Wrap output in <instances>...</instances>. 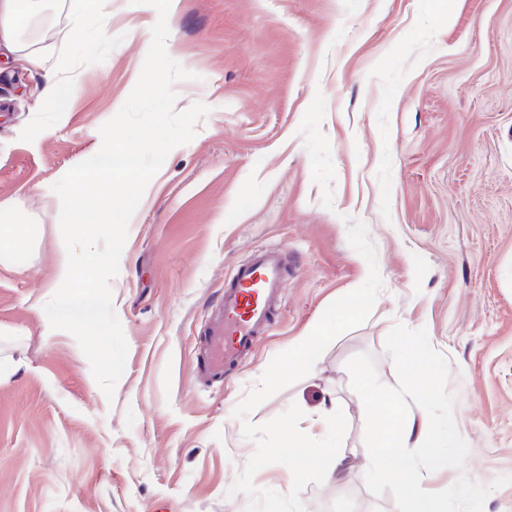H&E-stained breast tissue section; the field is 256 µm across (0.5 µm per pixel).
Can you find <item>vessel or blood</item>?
Here are the masks:
<instances>
[{
    "label": "vessel or blood",
    "mask_w": 512,
    "mask_h": 512,
    "mask_svg": "<svg viewBox=\"0 0 512 512\" xmlns=\"http://www.w3.org/2000/svg\"><path fill=\"white\" fill-rule=\"evenodd\" d=\"M286 267L287 256L277 247L255 248L236 267L208 318L197 352L200 382L226 383L230 370L255 350L259 336L273 324Z\"/></svg>",
    "instance_id": "obj_1"
}]
</instances>
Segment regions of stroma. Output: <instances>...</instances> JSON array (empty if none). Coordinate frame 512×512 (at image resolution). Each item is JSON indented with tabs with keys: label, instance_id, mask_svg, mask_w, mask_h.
I'll use <instances>...</instances> for the list:
<instances>
[{
	"label": "stroma",
	"instance_id": "35a3bbf8",
	"mask_svg": "<svg viewBox=\"0 0 512 512\" xmlns=\"http://www.w3.org/2000/svg\"><path fill=\"white\" fill-rule=\"evenodd\" d=\"M45 4L28 47L72 81L69 112L40 107L37 76L0 51V198L33 231L28 264L0 266V512H246L242 424L294 403L334 415L313 442L349 463L304 488L306 512H413L374 459L361 373L435 426L454 420L465 450L426 481L437 512H512V0H178L166 51L193 77L176 107L209 112L146 188L111 308L75 336L49 326L54 186L100 148L158 12L112 0L111 35L72 44L81 0ZM352 219L382 279L370 316L235 418L271 360L365 282ZM259 245L288 252L277 324L230 386L203 385L206 320ZM399 337L423 342L433 399Z\"/></svg>",
	"mask_w": 512,
	"mask_h": 512
}]
</instances>
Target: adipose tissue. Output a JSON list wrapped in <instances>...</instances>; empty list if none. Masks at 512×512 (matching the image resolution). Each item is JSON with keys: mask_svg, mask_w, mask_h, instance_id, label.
I'll return each instance as SVG.
<instances>
[{"mask_svg": "<svg viewBox=\"0 0 512 512\" xmlns=\"http://www.w3.org/2000/svg\"><path fill=\"white\" fill-rule=\"evenodd\" d=\"M18 0H0V46L12 53L22 54L33 69L43 70V60L24 51L19 34ZM12 201L0 200V263L22 264L28 255L32 235L30 225L11 221ZM90 227L71 224L59 241V257L54 268V282L61 292L54 310L53 324L76 331L93 322L107 299L93 289L84 287L78 274L76 249L87 246ZM360 389L367 400H383L384 412L374 437V456L378 466L398 483L407 487L420 486L428 461L416 462L410 457L413 448H460L461 441L455 429L446 435L437 434L426 419L415 418L398 398H384L377 381L367 375L359 378Z\"/></svg>", "mask_w": 512, "mask_h": 512, "instance_id": "1", "label": "adipose tissue"}]
</instances>
